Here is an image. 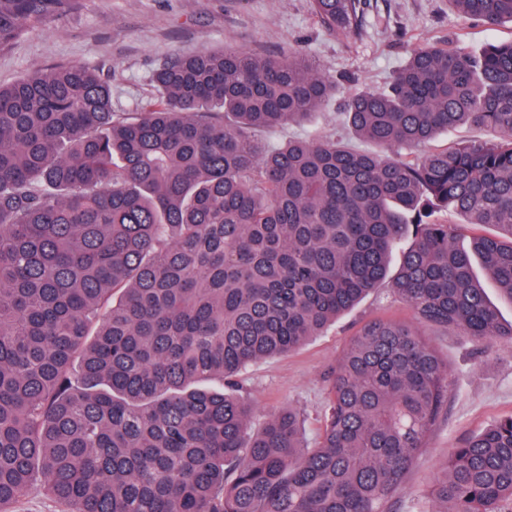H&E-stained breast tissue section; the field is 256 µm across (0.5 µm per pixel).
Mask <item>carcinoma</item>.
Listing matches in <instances>:
<instances>
[{"instance_id":"carcinoma-1","label":"carcinoma","mask_w":512,"mask_h":512,"mask_svg":"<svg viewBox=\"0 0 512 512\" xmlns=\"http://www.w3.org/2000/svg\"><path fill=\"white\" fill-rule=\"evenodd\" d=\"M448 2L512 23V0ZM79 3L0 0V49ZM310 4L334 35L370 7ZM154 83L139 112L82 65L0 86V512L37 475L68 512H393L452 392L418 328H360L313 446L291 409L252 430L237 377L386 282L420 325L512 343L473 267L512 301V39L415 47L387 89L349 96L371 151L259 138L336 91L301 44L175 55ZM464 124L492 139L403 156ZM442 210L498 234L461 247ZM431 494L512 512V416L449 449Z\"/></svg>"}]
</instances>
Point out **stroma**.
<instances>
[{
	"label": "stroma",
	"instance_id": "35a3bbf8",
	"mask_svg": "<svg viewBox=\"0 0 512 512\" xmlns=\"http://www.w3.org/2000/svg\"><path fill=\"white\" fill-rule=\"evenodd\" d=\"M306 49L328 77L351 76L328 103L302 125L266 131L279 146L293 137H342L367 151L368 141L342 132L339 114L347 94L383 88L405 61L410 45L463 40L478 52L512 39V25L489 28L455 16L448 0H374L363 30L332 35L319 24L309 0H81L77 9L0 51V84L35 68L81 64L112 89V108L137 112L154 92L155 70L173 54H195L230 45L258 56L280 57L290 42ZM375 318L413 323L412 311L380 288L297 350L248 367L239 380L253 406V428L273 413L295 409L305 443L321 431L327 402L325 377L360 327ZM424 333L447 361L454 379L448 416L409 475L399 512H431L429 489L449 448L488 425L512 416V344L485 347L457 331Z\"/></svg>",
	"mask_w": 512,
	"mask_h": 512
}]
</instances>
